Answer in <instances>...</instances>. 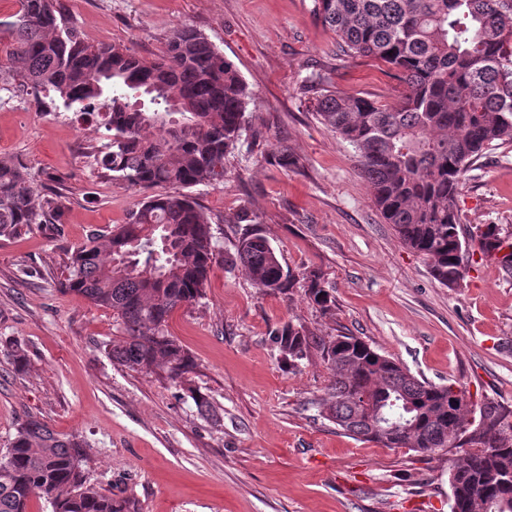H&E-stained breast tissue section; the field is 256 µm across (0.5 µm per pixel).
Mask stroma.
Returning a JSON list of instances; mask_svg holds the SVG:
<instances>
[{"mask_svg": "<svg viewBox=\"0 0 512 512\" xmlns=\"http://www.w3.org/2000/svg\"><path fill=\"white\" fill-rule=\"evenodd\" d=\"M88 43L163 55L175 27L202 32L257 98L228 175L189 193L209 216L220 253L233 252L255 216L283 267H314L336 300L324 317L302 290L257 288L216 263L204 296L177 309L167 329L192 356V385L218 421L159 371L115 364L111 310L64 292L74 249L127 222L142 189L101 173L108 133L91 116L0 88V157L25 164L36 197H54V224L0 235V454L28 418L84 438L91 484L129 512H449L450 453L424 456L344 434L317 405L328 371L312 354L282 368L270 333L301 321L320 335L361 337L436 385L473 402L512 407V278L473 256L461 287L430 274L375 208L355 152L321 123L306 87L311 71L336 88L385 104L396 82L372 59L339 55L312 0H59ZM297 159L294 167L283 156ZM456 206L468 227L512 230V146L490 148L465 174ZM28 351L25 370L6 343Z\"/></svg>", "mask_w": 512, "mask_h": 512, "instance_id": "1", "label": "stroma"}]
</instances>
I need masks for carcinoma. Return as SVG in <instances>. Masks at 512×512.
<instances>
[{
    "instance_id": "1",
    "label": "carcinoma",
    "mask_w": 512,
    "mask_h": 512,
    "mask_svg": "<svg viewBox=\"0 0 512 512\" xmlns=\"http://www.w3.org/2000/svg\"><path fill=\"white\" fill-rule=\"evenodd\" d=\"M313 17L350 58L387 65L402 86L393 106L333 89L319 71L313 109L354 149L373 203L408 248L423 255L448 288L464 280L468 241L497 257L512 277V237L485 224L465 238L455 206L470 164L493 145H512V0H312ZM4 23L9 42L0 83L79 105L111 132L97 165L130 187L218 184L246 130L253 93L235 64L199 31L176 28L167 50L148 60L92 45L67 25L59 0H17ZM161 135L154 137L151 130ZM55 199L36 197L25 167L0 158V234L59 219ZM258 287L304 296L324 316L334 298L322 272L284 269L263 232L239 238L228 257ZM217 262L209 217L184 193L146 196L127 223L96 233L70 257L66 290L112 309L121 335L106 345L134 371L159 369L186 389L198 409L207 399L188 386L190 354L167 331L172 313L201 299ZM290 370L317 352L330 371L322 413L344 433L387 448L431 456L457 449L448 468L450 512H512V409L477 406L451 385L418 379L356 336L318 335L302 322L272 331ZM7 354L27 366L16 342ZM86 444L38 419L22 424L0 455V512H126L87 481Z\"/></svg>"
}]
</instances>
